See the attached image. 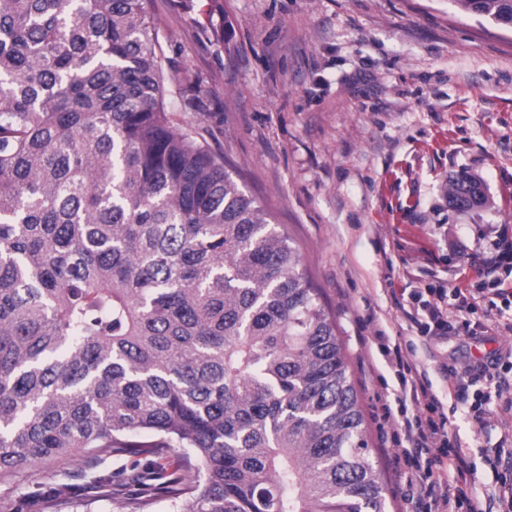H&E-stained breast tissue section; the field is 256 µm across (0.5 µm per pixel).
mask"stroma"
Masks as SVG:
<instances>
[{"instance_id":"obj_1","label":"stroma","mask_w":512,"mask_h":512,"mask_svg":"<svg viewBox=\"0 0 512 512\" xmlns=\"http://www.w3.org/2000/svg\"><path fill=\"white\" fill-rule=\"evenodd\" d=\"M148 11L165 75L201 88L189 102L166 83L177 127L221 157L298 248L344 343L389 512H407L396 423L374 397L392 373L371 369L361 339L375 326L364 320L375 315L400 337L443 390V365L512 348L510 305L490 311L481 335L425 343L395 304L419 288L468 290L492 245L512 240V31L453 0H148ZM462 171L481 180L485 205L449 204L448 182ZM453 431L486 494L495 478L485 451L512 441V411L481 425L456 415ZM178 454L104 457L96 471L112 478L108 499L80 477L79 458L2 484L0 497L46 512L39 486L58 512H132L134 475Z\"/></svg>"}]
</instances>
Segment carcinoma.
<instances>
[{"instance_id": "obj_1", "label": "carcinoma", "mask_w": 512, "mask_h": 512, "mask_svg": "<svg viewBox=\"0 0 512 512\" xmlns=\"http://www.w3.org/2000/svg\"><path fill=\"white\" fill-rule=\"evenodd\" d=\"M453 2L512 29V0ZM145 3L0 0V483L179 448L137 477L172 512H388L336 321L175 127Z\"/></svg>"}]
</instances>
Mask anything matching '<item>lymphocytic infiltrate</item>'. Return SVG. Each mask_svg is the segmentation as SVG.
<instances>
[{
  "instance_id": "lymphocytic-infiltrate-1",
  "label": "lymphocytic infiltrate",
  "mask_w": 512,
  "mask_h": 512,
  "mask_svg": "<svg viewBox=\"0 0 512 512\" xmlns=\"http://www.w3.org/2000/svg\"><path fill=\"white\" fill-rule=\"evenodd\" d=\"M430 301L411 307L406 317L427 340L466 333L475 334L473 308H449L455 288H434ZM372 342L393 370L397 386L393 402L400 416L394 435L399 449L396 468L409 488L413 512H512V448L489 449L487 461L497 475V485L485 499L474 495L475 474L467 451L452 430L448 411L426 369L408 360L400 342L376 330ZM457 407L483 421L493 399L506 398L512 408V350L498 351L486 363L465 370L448 369ZM482 390H475L476 382Z\"/></svg>"
}]
</instances>
